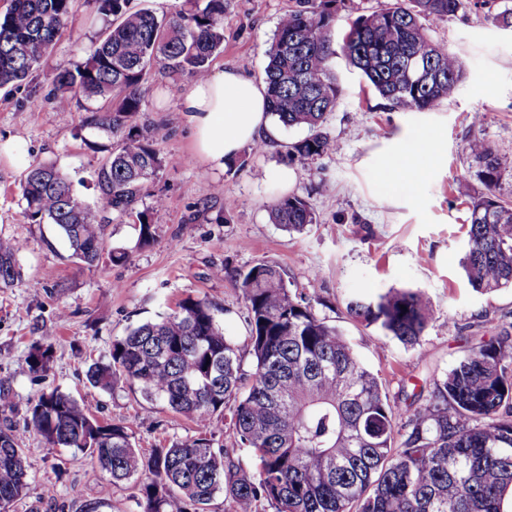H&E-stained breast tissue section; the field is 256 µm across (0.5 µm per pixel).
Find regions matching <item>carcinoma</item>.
<instances>
[{
	"label": "carcinoma",
	"instance_id": "cac0c4a2",
	"mask_svg": "<svg viewBox=\"0 0 512 512\" xmlns=\"http://www.w3.org/2000/svg\"><path fill=\"white\" fill-rule=\"evenodd\" d=\"M344 0H298L279 23L264 70L270 114L309 134L288 146L292 157L313 159L336 150L324 124L342 88L333 61L341 55L394 106L423 112L448 98L463 77L459 57L433 40L423 21L455 16L463 0H393L357 17L336 43V5ZM130 0H97L103 31L80 63L53 75L57 103L102 102L86 128L112 141L97 174L103 209L112 218L136 215L140 240H153L150 214L136 210L164 167L147 131L136 123L141 84L158 65L190 79L209 70L224 45V14L233 0H183L159 18ZM73 0H10L0 14V86L22 82L39 68L67 28ZM487 20L512 30V5L501 0ZM482 165L485 191L469 206L463 270L473 288H512V206L495 189L502 162L482 138L468 143ZM25 215L55 225L70 258L88 268L105 251L106 219L79 198L52 163L29 165L21 183ZM269 218L288 232L316 223L308 201L277 198ZM21 245L0 238V288L22 282ZM230 279L248 310L247 374L238 348L224 334L218 309L185 298L171 313L130 328L86 372L89 388L113 393L123 384L150 406L196 423L198 434L154 449L143 458L123 422L97 419L92 398L57 389L33 399L24 429L0 426V512L27 488L24 443L33 432L51 446L96 458L109 485L139 480L141 512H207L219 491L225 512H504L512 496V337L470 348L418 407L390 403L374 373L355 356L336 326L314 310L312 297L290 290L281 268L261 260L246 269L214 271ZM406 309H401V306ZM346 312L406 346L416 345L432 316L423 295L392 290L352 299ZM52 345L36 343L29 370H49ZM224 419L232 447L218 443L212 419ZM250 451L247 467L237 449Z\"/></svg>",
	"mask_w": 512,
	"mask_h": 512
}]
</instances>
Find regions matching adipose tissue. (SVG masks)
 Segmentation results:
<instances>
[{"label": "adipose tissue", "instance_id": "1", "mask_svg": "<svg viewBox=\"0 0 512 512\" xmlns=\"http://www.w3.org/2000/svg\"><path fill=\"white\" fill-rule=\"evenodd\" d=\"M193 131L195 156L210 169L223 170L246 146L276 143L264 83L226 68L196 80L178 102Z\"/></svg>", "mask_w": 512, "mask_h": 512}]
</instances>
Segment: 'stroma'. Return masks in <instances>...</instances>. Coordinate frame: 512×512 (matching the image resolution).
<instances>
[{
  "instance_id": "obj_1",
  "label": "stroma",
  "mask_w": 512,
  "mask_h": 512,
  "mask_svg": "<svg viewBox=\"0 0 512 512\" xmlns=\"http://www.w3.org/2000/svg\"><path fill=\"white\" fill-rule=\"evenodd\" d=\"M296 4L235 0L224 16V51L211 70L235 67L262 80L278 22ZM102 26L95 0H75L73 17L45 63L22 84L0 87V144L15 146L11 155H0V237L22 243L18 259L25 276L21 285L0 288V389L7 393L0 417L23 424L42 390L85 396V370L109 351L113 337L189 296L221 307L224 332L237 345L244 370H251L245 303L231 281L212 276L216 267L278 263L288 287L312 296L318 314L341 329L360 362L399 402L417 403L470 346L512 328V288L479 293L462 269L467 202L484 189L467 149L472 138L489 141L504 163L497 195L512 206V33L489 23L475 0H465L454 17L426 25L465 68L463 81L437 109L393 108L344 58L335 59L342 95L324 129L336 150L324 158L289 159V145L308 130L285 127L280 142L264 153L247 148L232 168L210 170L192 160L191 131L177 108L191 79L152 67L142 84L139 122L165 160L153 190L166 205L152 211L154 240L147 246L139 243L136 217L110 222L106 245L127 258L88 268L69 260L55 225L25 217L20 185L31 163L49 162L69 176L80 198L100 205L96 175L109 142L102 137L91 147L79 138L87 104L57 111L52 77L57 66L86 57ZM34 95L43 101L36 111L28 106ZM477 112L483 118L476 125ZM402 151L424 168L421 181L406 184L388 171L390 157ZM284 166L295 174L288 186L277 176ZM288 193L304 197L316 214L303 233L269 220L272 202ZM230 198L236 201L231 208ZM392 288L421 291L429 302L432 322L415 348L346 313L348 300L373 299ZM38 340L53 346L51 368L42 376L26 364ZM95 399L99 418L130 424L145 456L197 432L191 421L148 407L126 388ZM24 448L28 489L13 512H134L136 481L106 495L107 475L89 455L47 446L33 433Z\"/></svg>"
}]
</instances>
